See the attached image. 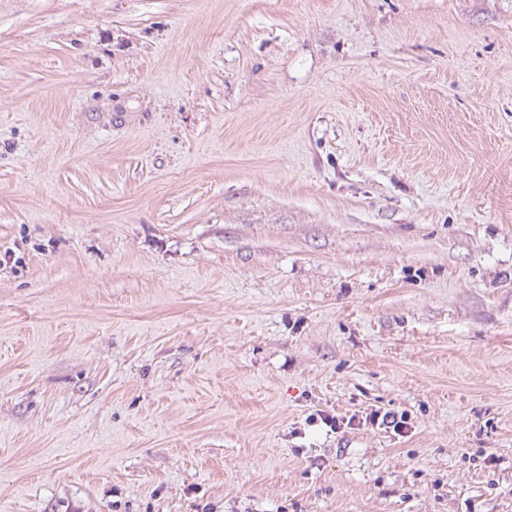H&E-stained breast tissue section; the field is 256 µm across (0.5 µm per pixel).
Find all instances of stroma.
<instances>
[{
	"label": "stroma",
	"mask_w": 512,
	"mask_h": 512,
	"mask_svg": "<svg viewBox=\"0 0 512 512\" xmlns=\"http://www.w3.org/2000/svg\"><path fill=\"white\" fill-rule=\"evenodd\" d=\"M0 255V512H512V0H0Z\"/></svg>",
	"instance_id": "35a3bbf8"
}]
</instances>
